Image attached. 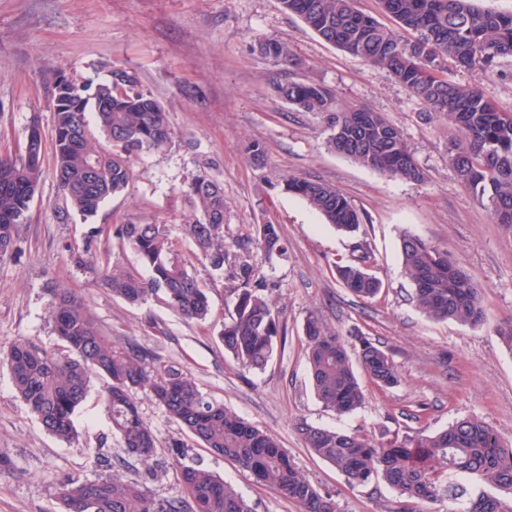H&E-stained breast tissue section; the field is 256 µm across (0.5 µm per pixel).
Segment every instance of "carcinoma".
<instances>
[{
	"mask_svg": "<svg viewBox=\"0 0 512 512\" xmlns=\"http://www.w3.org/2000/svg\"><path fill=\"white\" fill-rule=\"evenodd\" d=\"M284 12L298 17L320 38L363 61L385 69L429 111L461 129L464 139L448 142V159L459 182L481 198L495 222L512 226V112L499 111L474 86L448 79V64L493 67L512 57V14L481 10L473 0H380L382 11L400 30L388 28L356 7V0H279ZM263 54L288 62L284 43L268 40ZM277 95L301 112L325 113L333 133L329 148L384 176L422 182L425 173L403 135L381 112L338 107L335 92L313 79L276 85ZM52 141L57 187L66 202L60 219L74 213L87 220L105 201L123 192L132 178V157L160 150L171 141L168 112L138 87L134 73L113 66L108 79L72 80L56 91ZM93 117L107 145L91 142ZM42 178L40 144L19 156H0V258L10 255L20 224ZM326 223L356 232L362 217L335 187L302 177L286 183ZM192 215L183 235L211 270L226 272L233 311L219 333L224 351L243 368L261 371L287 331L269 298L273 285L260 275L258 255L283 256L287 246L280 225L261 224L256 235L235 237L224 223V187L206 169L188 182ZM113 238L132 248L150 277L119 266L102 270L112 295L140 304L158 293L186 320L211 314L208 288L176 248L167 224L141 221L117 224ZM94 237L82 248L65 250L80 269L97 271ZM402 264L414 284L416 307L429 319L477 326L485 320L480 291L472 278L441 250L409 232L400 239ZM368 257L336 265V275L358 298H374L382 281L363 267ZM54 334L66 348L55 353L16 340L0 346L17 395L49 434L65 441L77 435L74 414L96 380L102 382L105 410L121 435L128 457L147 463L158 439L142 417V391L183 427L203 448L237 462L254 481L296 502L302 512H340L335 496L305 476L266 431L208 399L196 381L172 367L159 368L132 345L120 347L103 335L90 311L64 289L50 292ZM312 388L330 410L343 415L360 409L366 394L354 369L379 388H393L401 376L389 353L360 336L354 352L314 319L304 326ZM297 432L315 457L348 479L367 485L385 483L398 497L395 512H423L421 505L447 498L467 500L463 512H512V444L504 443L487 423L459 418L432 434H404L383 427L379 435L344 432L302 422ZM168 448L177 464L182 494L169 500L150 497L143 485L113 474L95 481L67 480L58 493V512H255L229 482L189 454L180 437ZM483 480L496 492H474L463 481Z\"/></svg>",
	"mask_w": 512,
	"mask_h": 512,
	"instance_id": "obj_1",
	"label": "carcinoma"
}]
</instances>
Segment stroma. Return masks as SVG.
<instances>
[{"label":"stroma","instance_id":"stroma-1","mask_svg":"<svg viewBox=\"0 0 512 512\" xmlns=\"http://www.w3.org/2000/svg\"><path fill=\"white\" fill-rule=\"evenodd\" d=\"M266 39L287 44L291 63L263 55L258 45ZM112 66L135 73L140 89L164 106L172 140L163 150L134 157L128 188L89 222L59 219L64 202L53 146L45 144L43 177L17 250L0 260V343L22 339L57 348L48 291L66 289L114 344L149 351L274 435L300 471L335 495L342 512H393L397 495L382 483H351L312 455L296 431L300 422L370 435L385 425L412 435L476 417L512 442V351L496 333L512 319V228L496 224L458 181L448 160V141L460 138L458 128L432 118L386 70L323 41L284 13L279 0H0V156L22 150L31 123L51 135L49 103L57 75L99 81ZM310 77L333 89L342 106L383 113L412 148L424 181L388 178L328 150L329 119L297 111L274 91L276 83ZM448 77L479 87L512 112V58L487 71L452 66ZM256 143L262 155H253ZM204 163L224 187L225 221L233 234L249 235L270 222L288 242L286 256L261 263L287 329L284 349L262 371L243 370L225 352L218 334L229 317L233 283L198 260L180 230L192 212L186 186ZM291 177L336 187L361 213L359 232L349 237L325 224L288 193ZM140 220L169 225L192 259L209 288L206 322L182 320L159 295L128 304L71 261L68 246L90 240L103 263L148 277L137 254L107 234L114 225ZM95 227L100 233L94 237ZM406 231L447 249L474 279L483 324L433 321L415 306L399 251ZM363 254L383 282L372 299L355 297L336 275L337 265ZM310 318L348 342L358 335L380 341L401 384L381 390L365 383L362 409L343 416L327 409L308 380L303 326ZM139 402L159 441L147 465L126 456L104 411L101 385L88 391L74 415L77 436L66 442L43 429L0 365V512H55L62 482L95 480L112 471L139 481L154 499L180 495L168 442L182 430L151 399ZM199 456L256 512H300L233 460L207 450Z\"/></svg>","mask_w":512,"mask_h":512}]
</instances>
